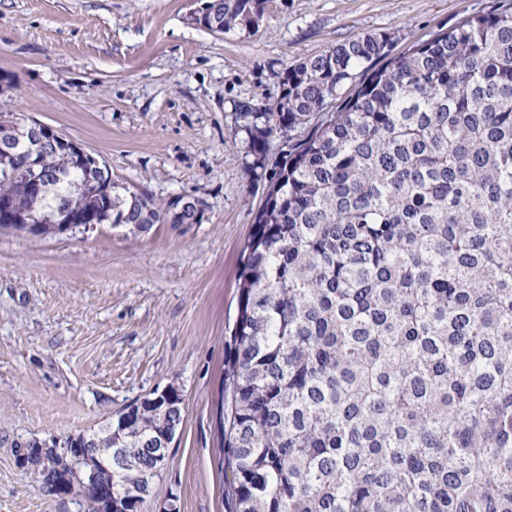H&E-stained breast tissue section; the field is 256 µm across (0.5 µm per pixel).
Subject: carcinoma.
I'll use <instances>...</instances> for the list:
<instances>
[{"instance_id":"1","label":"carcinoma","mask_w":512,"mask_h":512,"mask_svg":"<svg viewBox=\"0 0 512 512\" xmlns=\"http://www.w3.org/2000/svg\"><path fill=\"white\" fill-rule=\"evenodd\" d=\"M205 2L196 24L226 34L258 25L268 0ZM396 43H340L285 67L263 107L237 105L264 198L224 354L232 512H512V0ZM5 168L0 202L36 206L46 237L78 214L195 223L100 185L65 145L19 142ZM172 392L177 410L146 399L92 433L112 448L115 512H135L125 497L165 465L159 437L185 418ZM54 463L71 480L86 466Z\"/></svg>"}]
</instances>
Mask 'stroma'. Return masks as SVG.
Wrapping results in <instances>:
<instances>
[{
    "mask_svg": "<svg viewBox=\"0 0 512 512\" xmlns=\"http://www.w3.org/2000/svg\"><path fill=\"white\" fill-rule=\"evenodd\" d=\"M496 0H268L258 31L211 32L197 0H0L6 119H36L98 156L119 182L198 198V224L135 235L0 234V512H81L39 491L16 448L87 433L158 389L184 423L147 512H230L216 425L237 310L240 250L263 199L235 107L278 93L283 69L346 40L397 49Z\"/></svg>",
    "mask_w": 512,
    "mask_h": 512,
    "instance_id": "1",
    "label": "stroma"
}]
</instances>
